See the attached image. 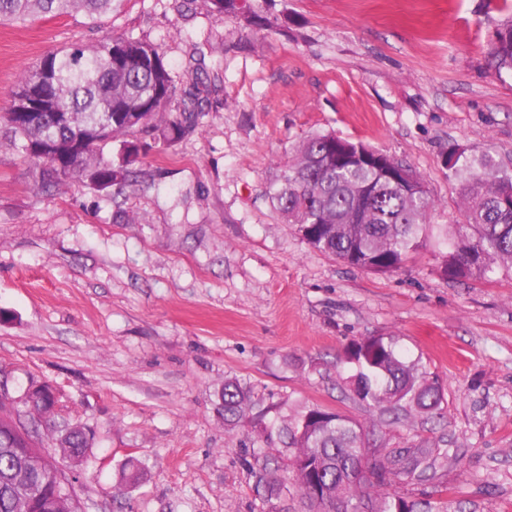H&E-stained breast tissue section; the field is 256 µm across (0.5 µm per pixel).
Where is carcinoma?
I'll return each instance as SVG.
<instances>
[{
    "label": "carcinoma",
    "mask_w": 512,
    "mask_h": 512,
    "mask_svg": "<svg viewBox=\"0 0 512 512\" xmlns=\"http://www.w3.org/2000/svg\"><path fill=\"white\" fill-rule=\"evenodd\" d=\"M114 0H0V25L40 16L83 12L90 17L112 11ZM212 11L269 26L250 0H209ZM490 56L497 68L512 71V20L497 31ZM180 101L177 112L169 111ZM203 114L198 84L179 86L163 53L129 35L104 37L94 48L74 44L48 52L35 69L23 73L5 120L24 157L38 167L44 187L85 177L99 189L123 183L130 167L156 146H171L193 134ZM142 132L151 141H128ZM121 140L120 158L103 154ZM457 183L460 217L452 225L448 252L441 255L445 277L489 278L512 270V167L488 153L467 156L457 150L446 162ZM424 178L410 166L361 141L333 132L315 133L294 150L272 189L276 209L297 226L303 240L351 267L377 274L398 272L424 246L435 203ZM355 367L350 376L355 399L368 409L431 414L447 403L439 378L408 362L391 338L355 340L344 351ZM224 423L249 417L252 396L235 381L221 392ZM29 413L51 421L55 400L47 384L24 400ZM13 402L0 397V512H14L27 498L28 512H57L56 467L36 470L28 460L43 449L34 434L17 431ZM292 457L270 466L253 454L258 483L266 494L260 512H271L281 486L292 483L313 512H415V503L391 489L398 472L383 455L369 461L364 426L320 407L299 414L288 425ZM59 443L69 457L82 460L93 435L75 426Z\"/></svg>",
    "instance_id": "carcinoma-1"
}]
</instances>
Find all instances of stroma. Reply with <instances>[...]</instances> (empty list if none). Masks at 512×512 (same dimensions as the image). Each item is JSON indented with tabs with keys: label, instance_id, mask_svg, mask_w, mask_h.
Listing matches in <instances>:
<instances>
[{
	"label": "stroma",
	"instance_id": "1",
	"mask_svg": "<svg viewBox=\"0 0 512 512\" xmlns=\"http://www.w3.org/2000/svg\"><path fill=\"white\" fill-rule=\"evenodd\" d=\"M273 26L208 0H118L111 15L0 25V379L55 393L51 426L94 435L63 460L83 512H259L243 462L283 461L286 427L318 406L359 420L381 453L436 454L398 484L440 512H512V272L451 280L435 258L461 204L444 162L491 151L512 166V72L489 48L512 9L489 0H264ZM157 45L205 86L196 132L150 151L122 188L34 180L3 117L47 52L108 35ZM333 131L410 165L438 210L399 272L310 247L266 194L308 135ZM393 338L442 382L439 414L385 423L359 406L351 341ZM254 406L231 428L225 380ZM145 464L125 481L129 457Z\"/></svg>",
	"mask_w": 512,
	"mask_h": 512
}]
</instances>
